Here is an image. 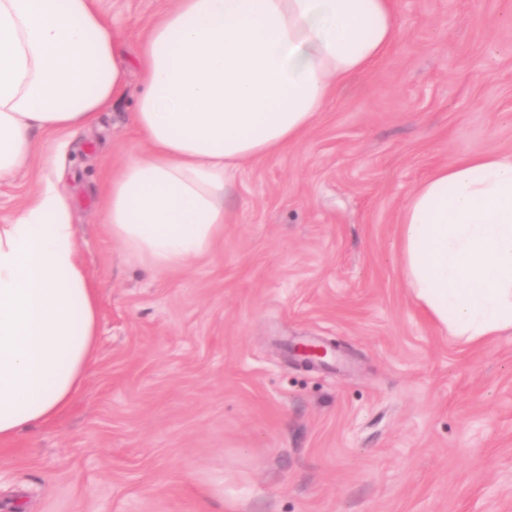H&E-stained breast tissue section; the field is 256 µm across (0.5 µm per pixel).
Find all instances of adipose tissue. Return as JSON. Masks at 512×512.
I'll return each instance as SVG.
<instances>
[{
	"label": "adipose tissue",
	"mask_w": 512,
	"mask_h": 512,
	"mask_svg": "<svg viewBox=\"0 0 512 512\" xmlns=\"http://www.w3.org/2000/svg\"><path fill=\"white\" fill-rule=\"evenodd\" d=\"M395 35L394 0H176L131 59L99 0H0V181L27 165L32 130L94 124L137 65L142 149L107 186L102 222L153 268L183 269L223 235L241 162L301 143ZM72 209L44 176L0 224V446L60 418L96 354ZM398 224L420 308L469 342L512 332V152L439 165Z\"/></svg>",
	"instance_id": "obj_1"
}]
</instances>
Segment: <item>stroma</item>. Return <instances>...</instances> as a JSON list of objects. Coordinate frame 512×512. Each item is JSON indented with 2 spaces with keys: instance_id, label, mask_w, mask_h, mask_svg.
<instances>
[{
  "instance_id": "obj_1",
  "label": "stroma",
  "mask_w": 512,
  "mask_h": 512,
  "mask_svg": "<svg viewBox=\"0 0 512 512\" xmlns=\"http://www.w3.org/2000/svg\"><path fill=\"white\" fill-rule=\"evenodd\" d=\"M173 4L102 8L132 52ZM395 21L299 145L242 162L223 238L180 271L128 255L100 218L142 148L138 70L95 126L34 132L0 221L48 161L66 169L98 349L68 412L0 455V512H512V335L467 343L430 320L397 224L436 166L512 152V0H396ZM301 341L338 350L301 368Z\"/></svg>"
}]
</instances>
